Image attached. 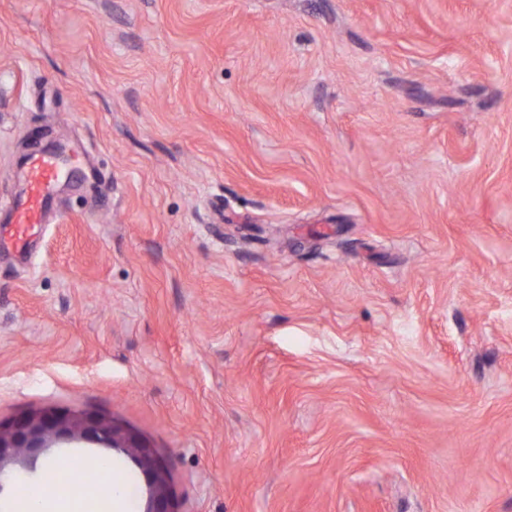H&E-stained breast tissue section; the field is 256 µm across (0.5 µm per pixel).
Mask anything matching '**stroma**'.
<instances>
[{
    "label": "stroma",
    "instance_id": "1",
    "mask_svg": "<svg viewBox=\"0 0 512 512\" xmlns=\"http://www.w3.org/2000/svg\"><path fill=\"white\" fill-rule=\"evenodd\" d=\"M0 423L111 417L174 512H512V0H0ZM28 190L11 204L13 218L10 223L9 243L12 248L24 253L29 244L30 230L42 224L44 212L51 200V189L57 181L58 169L49 156H35L27 162Z\"/></svg>",
    "mask_w": 512,
    "mask_h": 512
}]
</instances>
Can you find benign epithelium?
Here are the masks:
<instances>
[{
	"instance_id": "obj_1",
	"label": "benign epithelium",
	"mask_w": 512,
	"mask_h": 512,
	"mask_svg": "<svg viewBox=\"0 0 512 512\" xmlns=\"http://www.w3.org/2000/svg\"><path fill=\"white\" fill-rule=\"evenodd\" d=\"M92 437L110 448H121L132 456L150 478L156 508L152 512H174L168 492L167 473L152 450L135 436L124 433L113 421L101 416H78L58 409L23 415L4 429L0 427V470L6 463L35 447V443L56 437Z\"/></svg>"
}]
</instances>
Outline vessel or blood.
Here are the masks:
<instances>
[{
	"mask_svg": "<svg viewBox=\"0 0 512 512\" xmlns=\"http://www.w3.org/2000/svg\"><path fill=\"white\" fill-rule=\"evenodd\" d=\"M28 190L11 204L13 218L10 222L9 243L17 252H25L30 230L41 223L51 200V189L57 181L58 169L49 156H35L27 162Z\"/></svg>",
	"mask_w": 512,
	"mask_h": 512,
	"instance_id": "obj_1",
	"label": "vessel or blood"
}]
</instances>
